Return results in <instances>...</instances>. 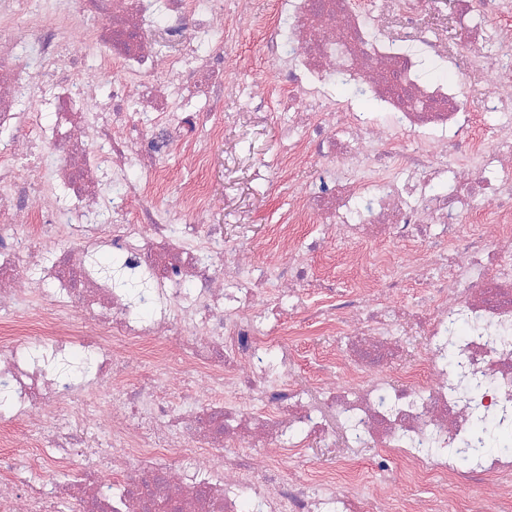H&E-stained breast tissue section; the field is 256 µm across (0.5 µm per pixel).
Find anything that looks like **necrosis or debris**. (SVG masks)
Listing matches in <instances>:
<instances>
[{
	"mask_svg": "<svg viewBox=\"0 0 512 512\" xmlns=\"http://www.w3.org/2000/svg\"><path fill=\"white\" fill-rule=\"evenodd\" d=\"M450 2L427 29L422 0H273L254 22L279 64L283 161L306 146L311 178L288 189L287 249L263 257L228 243L202 196L154 198L174 146L207 162L218 103L244 90L241 0H0V512H389L408 479L440 490L416 512L512 495V454L455 467L477 420L512 433V32L484 22L512 0ZM452 25L482 38L459 47ZM91 47L111 97L82 69ZM427 56L493 76L481 145L465 87L419 79ZM341 83L391 124L337 103ZM39 238L65 246L49 257ZM377 242L356 286L315 281L311 252ZM106 252L149 273L141 302ZM407 284L428 298L406 307ZM313 321L337 366L314 392L290 359L266 362ZM75 351L95 363L77 382L53 366ZM338 440L377 449L382 495L276 463Z\"/></svg>",
	"mask_w": 512,
	"mask_h": 512,
	"instance_id": "1",
	"label": "necrosis or debris"
}]
</instances>
